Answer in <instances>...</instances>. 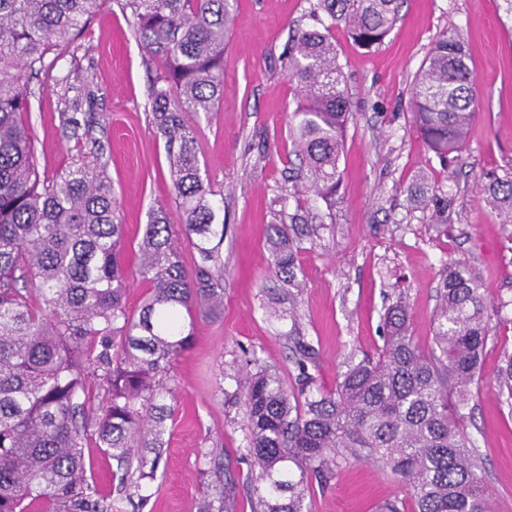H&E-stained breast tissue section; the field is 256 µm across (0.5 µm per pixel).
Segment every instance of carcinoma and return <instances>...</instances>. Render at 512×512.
I'll return each instance as SVG.
<instances>
[{"mask_svg":"<svg viewBox=\"0 0 512 512\" xmlns=\"http://www.w3.org/2000/svg\"><path fill=\"white\" fill-rule=\"evenodd\" d=\"M108 0H0V512H124L123 499L99 493L88 477L90 443L112 457L120 481L153 478L172 395L165 366L194 337L193 311L224 302V219L202 172L189 116L215 111L224 95V50L234 24L231 0H123L135 37L155 72L148 94L164 140L179 223L160 206L149 212L136 274L148 284L139 314L123 300L130 272L125 228L102 156L85 152L51 178L35 164L25 112L28 83L49 69ZM310 28L283 57L301 92L293 113L304 188L329 203L340 183L350 102L334 31L355 44L380 45L399 19L401 0H309ZM94 91L65 113L92 136L83 111ZM475 76L457 34L438 36L411 88L415 125L440 161L461 151L475 118ZM488 202L512 223V175L483 185ZM267 227L274 271L299 287L286 209ZM186 242L193 271L180 257ZM488 303L476 271L448 263L435 309L434 348L408 334L403 302L384 315L383 345L356 360L332 392L305 371L314 350L295 342L300 370L288 387L266 369H245L236 394L245 406L253 512H310L312 484L325 487L340 456L372 460L395 475L414 512H490L484 469L459 413L479 380L490 339ZM512 408V355L495 378ZM231 477L210 486L200 512H233Z\"/></svg>","mask_w":512,"mask_h":512,"instance_id":"1","label":"carcinoma"}]
</instances>
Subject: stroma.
<instances>
[{
	"mask_svg": "<svg viewBox=\"0 0 512 512\" xmlns=\"http://www.w3.org/2000/svg\"><path fill=\"white\" fill-rule=\"evenodd\" d=\"M234 8L224 96L214 112L194 121L208 178L224 194V304L195 311L194 341L169 367L167 384L176 396L167 402L156 476L140 489L149 499L142 512H199L220 465L234 473L236 512H252L248 467L240 459L245 408L232 397L247 354L291 385L299 374L293 338L301 336L315 349L308 371L316 388L335 390L349 356L382 346L384 312L399 298L411 336L429 352L438 291L453 259L479 271L492 334L480 386L460 408L462 424L481 454L491 512H512V409L495 383L504 355L512 353V224L502 223L481 192L489 177L512 172V20L498 0H405L379 47L359 48L336 30L351 116L339 191L328 207L293 178L300 161L290 128L299 95L281 62L291 29L307 22L308 2L235 0ZM446 31L464 43L478 99L462 151L444 165L417 131L410 89ZM50 58L51 76L31 84L37 167L50 177L71 163L75 140L64 122L65 103L94 91L93 135L127 229L124 256L136 264L149 211L175 203L164 142L147 108L145 53L129 13L109 0ZM437 185L454 198L444 217L408 202V188ZM282 208L325 216L291 234L303 283L295 295L270 273L266 229ZM394 498L413 512L390 470L350 459L325 488L314 489L312 512H375Z\"/></svg>",
	"mask_w": 512,
	"mask_h": 512,
	"instance_id": "stroma-1",
	"label": "stroma"
}]
</instances>
